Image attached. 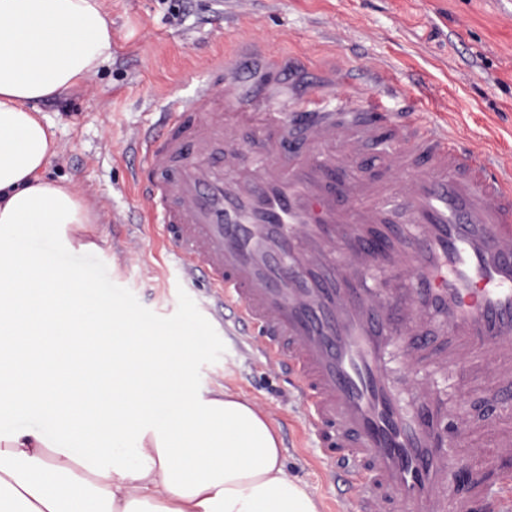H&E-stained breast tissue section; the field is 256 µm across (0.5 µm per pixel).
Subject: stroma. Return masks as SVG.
<instances>
[{
  "mask_svg": "<svg viewBox=\"0 0 512 512\" xmlns=\"http://www.w3.org/2000/svg\"><path fill=\"white\" fill-rule=\"evenodd\" d=\"M112 19V60L77 92L39 102L62 158L54 179L94 203L99 221L76 236L111 263L126 297L164 322L199 315L201 284L167 274L170 256L143 222L144 200L130 183L127 146L170 101L211 88L212 69L253 39L260 48L336 70L396 111L422 90L432 117L512 169V0H104ZM141 237L138 265L126 267L122 241ZM209 350L192 364L191 385L239 388L278 424L290 475L329 504L337 493L322 450L302 428L296 392L261 355L231 336L215 307Z\"/></svg>",
  "mask_w": 512,
  "mask_h": 512,
  "instance_id": "stroma-1",
  "label": "stroma"
}]
</instances>
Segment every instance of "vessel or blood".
Returning <instances> with one entry per match:
<instances>
[{
  "mask_svg": "<svg viewBox=\"0 0 512 512\" xmlns=\"http://www.w3.org/2000/svg\"><path fill=\"white\" fill-rule=\"evenodd\" d=\"M248 49L214 89L173 101L140 131L134 184L180 280L230 306L246 341L287 376L308 432L337 466L336 512H512V170L430 119L390 112L316 72ZM239 168L225 179V163ZM388 287L368 281L373 266ZM120 323L159 324L126 307ZM399 348L408 376L388 364ZM467 365L460 391L489 413L471 427L433 383ZM92 373L52 401L68 411ZM495 489L448 492L447 421Z\"/></svg>",
  "mask_w": 512,
  "mask_h": 512,
  "instance_id": "obj_1",
  "label": "vessel or blood"
}]
</instances>
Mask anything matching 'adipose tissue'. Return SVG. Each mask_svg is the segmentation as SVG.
Here are the masks:
<instances>
[{"mask_svg":"<svg viewBox=\"0 0 512 512\" xmlns=\"http://www.w3.org/2000/svg\"><path fill=\"white\" fill-rule=\"evenodd\" d=\"M111 59L103 0H0V283L39 292L35 310L21 300L0 307L1 337L43 335L65 318L54 278L98 288L93 318L119 311L95 252L72 244L70 227L98 215L75 188L48 178L61 147L37 107ZM127 352L97 362L83 443L66 447L46 395L69 364L54 362L48 379L38 363L0 354L11 373L0 423L29 421L0 437V512H321L288 473L269 412L225 385L193 395L183 372L199 350L185 331L151 346L131 338Z\"/></svg>","mask_w":512,"mask_h":512,"instance_id":"obj_1","label":"adipose tissue"}]
</instances>
